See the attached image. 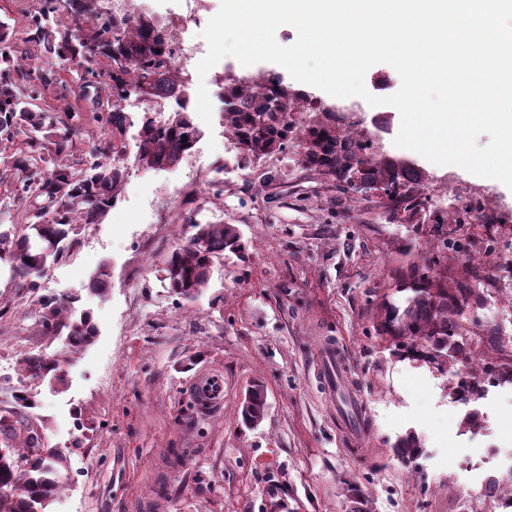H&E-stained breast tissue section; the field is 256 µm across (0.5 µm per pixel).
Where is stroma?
<instances>
[{
    "mask_svg": "<svg viewBox=\"0 0 512 512\" xmlns=\"http://www.w3.org/2000/svg\"><path fill=\"white\" fill-rule=\"evenodd\" d=\"M137 13L202 20L220 0H134ZM271 63L242 66L226 57L206 75L187 72L189 94L206 86L211 124L174 165L139 160L143 109L126 107L125 176L102 223L82 226L62 257L19 297L0 261V399L19 384L31 350L54 355L62 336L41 332L37 300L77 298L98 326L94 343L66 367L68 385L42 389L39 414L51 445L68 450L71 484L49 512H348L345 485L359 483L370 512H503L474 488L512 455V384H492L477 406L483 427L466 431V405L448 393L452 372L395 354L378 332L377 307L398 288L427 278L482 288L465 326L483 337L473 367L512 363V190L455 165L437 166L396 147L400 114L350 97L356 138L381 154L413 161L422 180L398 198L343 188L303 164V143L244 160L224 135L226 87ZM223 171L218 189L204 174ZM469 195L447 216L439 195L448 179ZM415 199V209L402 201ZM236 226L242 255L215 260L206 290L180 303L162 281L175 246L194 224ZM502 259L497 275L486 260ZM108 264L106 292L89 280ZM343 344L349 383L365 433L357 447L349 420L322 379L316 354ZM224 377L222 409L204 412L191 397L196 378ZM262 382L269 410L246 427L239 407ZM93 428L74 430V409ZM424 453L408 468L392 453L407 433Z\"/></svg>",
    "mask_w": 512,
    "mask_h": 512,
    "instance_id": "1",
    "label": "stroma"
}]
</instances>
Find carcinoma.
I'll list each match as a JSON object with an SVG mask.
<instances>
[{
  "instance_id": "obj_1",
  "label": "carcinoma",
  "mask_w": 512,
  "mask_h": 512,
  "mask_svg": "<svg viewBox=\"0 0 512 512\" xmlns=\"http://www.w3.org/2000/svg\"><path fill=\"white\" fill-rule=\"evenodd\" d=\"M95 0H39L27 12L20 30L0 22V141L19 143L4 163L0 185L17 217L18 234L0 231V259L8 257L11 279L18 290L35 293L36 278L48 263L62 256L81 226L102 222L117 197L123 177L119 165L121 149L111 142L80 161L69 164L74 137L84 120L83 111L70 103L62 107L41 106L46 89L58 85L60 63L76 64L74 80L80 82L83 99L90 104L92 118L123 134L127 122L124 103L130 95L143 100H172L177 106L170 117L157 121L143 117L139 131L140 160L148 165L174 164L189 151L200 131L188 112L187 83L175 77L173 48L156 29L155 21L126 14L93 12ZM67 4L73 13H94L96 24L83 30L65 24L59 14ZM110 89L101 98L99 88ZM285 101L287 111L262 113L270 97ZM224 130L235 136V144L248 156L285 150L294 133L289 113L298 98L279 81L241 84L225 94ZM301 161L340 178L355 177L373 186L391 188L420 180L410 165H399L388 157L368 156L336 126L312 127L306 132ZM186 244L174 249L164 269L167 288L178 299L190 301L207 287L214 259L224 252L244 249L241 234L230 224H195ZM110 278L107 265L100 266L90 281V290H106ZM485 300L483 291L462 285L450 288L427 282L404 289L397 301L385 299L378 307L380 331L396 342L398 350L412 361L429 362L443 369L468 360V354L483 340L466 335L464 309ZM40 324L45 336L63 334L67 351L58 356L29 354L21 360L25 383L11 398L0 400V512H47L48 505L67 487L70 473L66 453L50 445L39 407L36 383L48 382L54 389L67 385L70 355L88 347L98 329L92 313L76 311L69 303L40 298ZM249 406L240 407L249 426L261 424L268 413L263 386L250 388ZM485 381L473 373L460 376L451 396L469 404L484 398ZM394 456L411 464L423 454L419 439L409 434L392 448ZM350 512H369L362 490L347 485Z\"/></svg>"
}]
</instances>
